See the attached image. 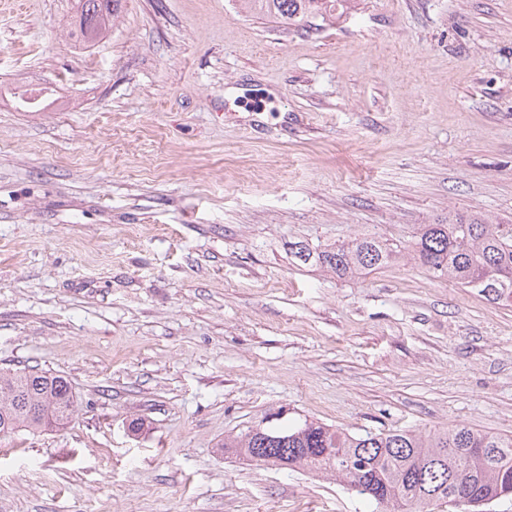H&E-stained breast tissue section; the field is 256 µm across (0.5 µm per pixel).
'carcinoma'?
<instances>
[{
  "instance_id": "obj_1",
  "label": "carcinoma",
  "mask_w": 512,
  "mask_h": 512,
  "mask_svg": "<svg viewBox=\"0 0 512 512\" xmlns=\"http://www.w3.org/2000/svg\"><path fill=\"white\" fill-rule=\"evenodd\" d=\"M123 0H78L72 36L98 39ZM332 0H243L279 23L305 29L307 19ZM406 252L435 278L468 288L489 303L512 305V219L453 213L418 225L410 241L393 246L375 236L321 251L319 262L350 277L380 269ZM77 405L67 379L47 371H0V435L45 431L65 425ZM218 450L244 461L330 473L347 489L373 501L378 512H429V507L465 506L485 512L512 496V436L465 424L427 431L393 430L353 435L304 422L288 429H252L224 438Z\"/></svg>"
}]
</instances>
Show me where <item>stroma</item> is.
<instances>
[{
  "mask_svg": "<svg viewBox=\"0 0 512 512\" xmlns=\"http://www.w3.org/2000/svg\"><path fill=\"white\" fill-rule=\"evenodd\" d=\"M76 9L0 0V368L77 396L0 437V512H374L218 446L307 420L512 436V307L295 255L512 216V0H350L302 30L124 0L89 47ZM32 76L56 102L17 111Z\"/></svg>",
  "mask_w": 512,
  "mask_h": 512,
  "instance_id": "35a3bbf8",
  "label": "stroma"
}]
</instances>
